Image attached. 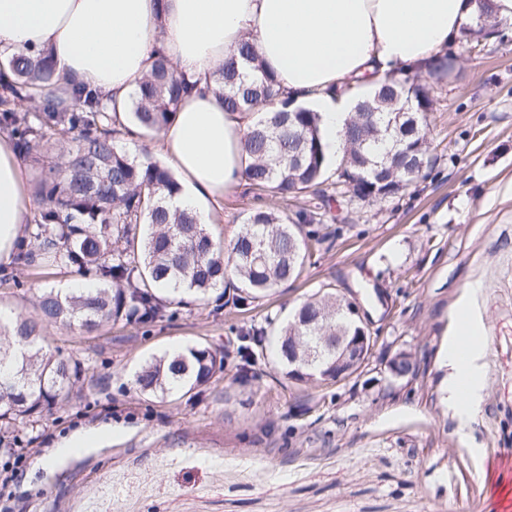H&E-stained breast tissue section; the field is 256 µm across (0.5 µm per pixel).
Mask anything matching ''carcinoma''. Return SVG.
I'll return each instance as SVG.
<instances>
[{"label":"carcinoma","mask_w":512,"mask_h":512,"mask_svg":"<svg viewBox=\"0 0 512 512\" xmlns=\"http://www.w3.org/2000/svg\"><path fill=\"white\" fill-rule=\"evenodd\" d=\"M487 24L472 21L461 40L479 43ZM59 77L50 52L29 48L0 61V127L10 129L17 147L37 172L35 193L42 209L36 231L21 240L18 268L49 264L97 280L90 292L46 288L33 295V315H18L14 326L0 324V449L10 454L15 432L80 394L84 368L49 349L51 328L97 334L118 323L146 327L164 317L185 297L205 303L209 294L237 282L232 303L246 306L300 277L305 258L322 243L316 233L302 235L307 212L281 214L270 207L249 212L229 249L187 210H170L180 187L173 173L153 159L148 146L141 157L116 144L121 121L98 93L72 88L76 106L59 109L52 95ZM224 106L252 112L256 120L244 134L246 177L258 192L284 197L311 193L326 198L330 167L317 113L295 103L262 67L252 43L239 58L224 61L214 76ZM355 115L336 154L337 181L346 192L386 202L417 180L407 170L424 151L425 125L389 126L408 98L428 109L427 84L387 80L373 90L356 80ZM188 86L162 51L132 97L131 114L140 135L165 128ZM20 101L33 111L22 112ZM346 299L333 291L308 296L285 325L273 329L272 343L284 376L297 383L303 374L336 380V351L319 348L311 360L288 356V339L356 336L361 323L341 311ZM239 349L246 376L266 352L265 336H247ZM224 370V355L194 345L172 356L153 355L136 373L139 391L165 399L208 385Z\"/></svg>","instance_id":"obj_1"}]
</instances>
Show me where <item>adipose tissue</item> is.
<instances>
[{
  "mask_svg": "<svg viewBox=\"0 0 512 512\" xmlns=\"http://www.w3.org/2000/svg\"><path fill=\"white\" fill-rule=\"evenodd\" d=\"M477 12L476 0H0V54L51 48L62 76L55 100L72 105L68 88L77 82L101 92L126 123L131 97L162 49L194 84L159 134L181 185L170 206L207 224L244 178V134L254 117L225 111L213 81L243 39L281 89L319 114L332 159L356 105L344 83L417 68L459 39ZM30 185L28 165L0 134L2 264L11 263L38 208Z\"/></svg>",
  "mask_w": 512,
  "mask_h": 512,
  "instance_id": "ef3b65f1",
  "label": "adipose tissue"
}]
</instances>
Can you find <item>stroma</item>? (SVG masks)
Listing matches in <instances>:
<instances>
[{"mask_svg":"<svg viewBox=\"0 0 512 512\" xmlns=\"http://www.w3.org/2000/svg\"><path fill=\"white\" fill-rule=\"evenodd\" d=\"M449 50L456 68L430 88L435 163L396 198H258L245 182L225 192L209 229L227 243L255 207L313 214L325 240L297 280L243 309L213 300L146 327L52 330V347L86 374L81 396L34 428L33 447L57 456L49 469L32 458L19 512H453L461 498L500 512L484 478L512 453V20L481 52L459 41ZM5 271L0 306L17 311L30 289L75 280L32 267L17 287ZM326 288L363 300L377 351H411L418 373L394 382L379 366L305 387L262 360L239 377L243 337ZM471 336L482 344L464 432L446 357ZM190 344L223 350L219 379L192 398L140 393L143 360ZM96 431L99 440L58 452Z\"/></svg>","mask_w":512,"mask_h":512,"instance_id":"obj_1","label":"stroma"}]
</instances>
